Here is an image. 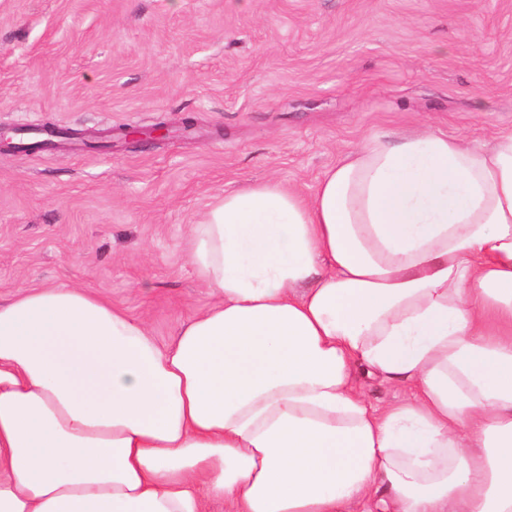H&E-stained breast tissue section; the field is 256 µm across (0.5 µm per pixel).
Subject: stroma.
I'll return each mask as SVG.
<instances>
[{
  "instance_id": "1",
  "label": "stroma",
  "mask_w": 512,
  "mask_h": 512,
  "mask_svg": "<svg viewBox=\"0 0 512 512\" xmlns=\"http://www.w3.org/2000/svg\"><path fill=\"white\" fill-rule=\"evenodd\" d=\"M49 123L85 139L0 154V297L83 288L169 345L213 302L184 240L224 192L312 194L377 132L512 131V0H0V128ZM355 380L378 410L415 398ZM170 133L169 126L166 123L154 125L148 130H131V129H116L115 133L110 136L116 135L119 139L124 140L128 144H136L145 139L164 140Z\"/></svg>"
}]
</instances>
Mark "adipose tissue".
I'll return each mask as SVG.
<instances>
[{
	"label": "adipose tissue",
	"mask_w": 512,
	"mask_h": 512,
	"mask_svg": "<svg viewBox=\"0 0 512 512\" xmlns=\"http://www.w3.org/2000/svg\"><path fill=\"white\" fill-rule=\"evenodd\" d=\"M187 257L214 302L169 346L83 288L0 300V512H512V133L374 135ZM355 380L368 403L380 411L394 404L411 402L415 398L416 390L411 382L393 383L363 373H357Z\"/></svg>",
	"instance_id": "obj_1"
}]
</instances>
